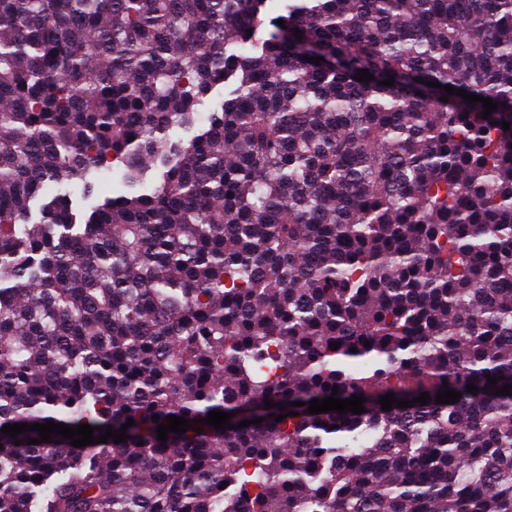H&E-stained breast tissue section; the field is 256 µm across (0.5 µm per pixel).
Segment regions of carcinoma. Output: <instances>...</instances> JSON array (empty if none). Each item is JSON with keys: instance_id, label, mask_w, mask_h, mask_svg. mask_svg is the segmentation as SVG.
Returning <instances> with one entry per match:
<instances>
[{"instance_id": "obj_1", "label": "carcinoma", "mask_w": 512, "mask_h": 512, "mask_svg": "<svg viewBox=\"0 0 512 512\" xmlns=\"http://www.w3.org/2000/svg\"><path fill=\"white\" fill-rule=\"evenodd\" d=\"M267 2L0 0V512H512V0Z\"/></svg>"}]
</instances>
